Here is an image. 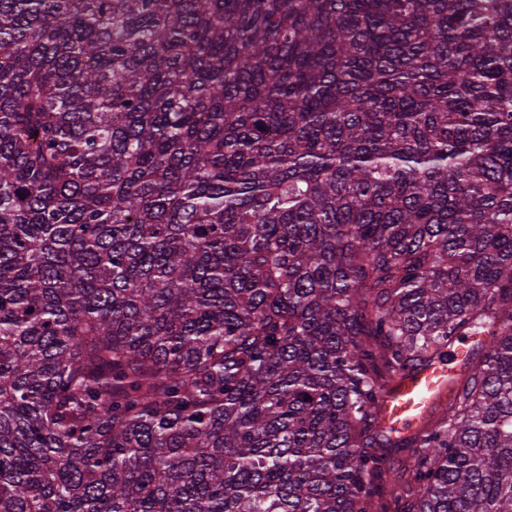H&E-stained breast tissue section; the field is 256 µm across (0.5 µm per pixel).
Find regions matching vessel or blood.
<instances>
[{"instance_id": "obj_1", "label": "vessel or blood", "mask_w": 512, "mask_h": 512, "mask_svg": "<svg viewBox=\"0 0 512 512\" xmlns=\"http://www.w3.org/2000/svg\"><path fill=\"white\" fill-rule=\"evenodd\" d=\"M449 373L446 366L432 365L414 371L403 379L385 399V426L403 430L422 423L438 397L446 393Z\"/></svg>"}]
</instances>
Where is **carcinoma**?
<instances>
[{"label": "carcinoma", "instance_id": "cac0c4a2", "mask_svg": "<svg viewBox=\"0 0 512 512\" xmlns=\"http://www.w3.org/2000/svg\"><path fill=\"white\" fill-rule=\"evenodd\" d=\"M0 512H512V0H0ZM451 369L443 365L412 372L385 398L383 420L386 427L404 430L416 427L429 415L434 402L448 389Z\"/></svg>", "mask_w": 512, "mask_h": 512}]
</instances>
